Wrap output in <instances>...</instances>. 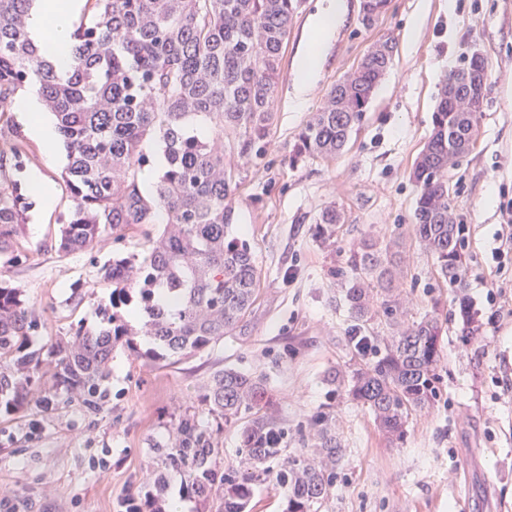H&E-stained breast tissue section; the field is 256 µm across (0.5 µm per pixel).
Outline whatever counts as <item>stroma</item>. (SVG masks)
I'll list each match as a JSON object with an SVG mask.
<instances>
[{"mask_svg":"<svg viewBox=\"0 0 512 512\" xmlns=\"http://www.w3.org/2000/svg\"><path fill=\"white\" fill-rule=\"evenodd\" d=\"M325 5L303 0L293 19L266 152L244 165L232 200L236 232L249 241L261 272L247 329L165 366L116 348L99 411L76 400L0 415V512H126L130 500L157 492L180 502L182 512H206V504L181 501L177 473L159 471L149 448L165 443L170 422L196 405L210 374L224 367L266 377L288 426L289 451L311 440L313 416L333 406L344 451L320 512H512V253H493L495 233L512 217V0H391L370 29L361 24L360 0H344L345 19L300 101V53ZM388 33L397 39L393 65L344 152L291 164L297 133L331 86ZM475 51L489 69L484 108L473 149L448 172L464 226L466 298L480 328L466 336L454 290L415 239L410 172L432 133L444 79ZM28 149L11 166V180L22 187L28 171H42L56 203L41 215L26 196L19 257H0V280L20 288L41 313L46 334L34 337L37 349L72 327H102L112 287L99 268L112 250L58 252L73 206L63 180L67 156L48 161L33 141ZM332 203L345 223L327 248L316 242L314 225ZM365 238L381 247L401 241L405 320L435 310L446 329L439 394L410 417L395 444L365 408L324 380L352 357L353 321L333 271Z\"/></svg>","mask_w":512,"mask_h":512,"instance_id":"stroma-1","label":"stroma"}]
</instances>
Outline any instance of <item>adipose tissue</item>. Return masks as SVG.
Here are the masks:
<instances>
[{
    "mask_svg": "<svg viewBox=\"0 0 512 512\" xmlns=\"http://www.w3.org/2000/svg\"><path fill=\"white\" fill-rule=\"evenodd\" d=\"M81 8L82 0H35L30 11L31 36L40 46L43 55L57 68H67L71 63L69 33ZM343 13V0H328L327 7L316 21L299 59V96H306L312 89L327 37L335 30ZM15 106L30 137L42 146L49 159H56L59 152V134L38 96L27 93L16 101Z\"/></svg>",
    "mask_w": 512,
    "mask_h": 512,
    "instance_id": "ef3b65f1",
    "label": "adipose tissue"
}]
</instances>
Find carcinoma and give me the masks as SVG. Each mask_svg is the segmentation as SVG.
Instances as JSON below:
<instances>
[{"label":"carcinoma","instance_id":"carcinoma-1","mask_svg":"<svg viewBox=\"0 0 512 512\" xmlns=\"http://www.w3.org/2000/svg\"><path fill=\"white\" fill-rule=\"evenodd\" d=\"M32 0H0V110L32 80L57 119L68 165L73 207L58 251H99L106 238L133 250L112 253L100 267L112 284L109 327H78L47 344L55 357L51 389L40 361L28 351L43 328L21 290L0 282V412L31 403L49 408L83 397L95 408L112 351L165 361L200 352L247 327L259 290L250 243L233 234L228 201L238 188V163L263 156L274 120L273 101L281 51L302 0H86L88 15L71 32L73 63L59 70L32 40L27 19ZM379 44L373 54L330 90L325 105L303 125L291 161L328 160L347 145L365 117L373 92L392 65ZM458 69L444 83L433 112L432 135L418 155L413 230L434 256L440 278L465 288L463 225L455 222L448 170L471 150L477 113L448 107ZM163 156L152 189L141 173ZM23 195L0 181V255L15 252L24 226ZM342 214L324 209L315 236L336 243ZM399 242L385 249L364 241L338 270L344 302L357 328L384 320L391 336H364L353 345L360 360L332 368L328 381L347 386L390 443L403 439L412 414L439 393L443 322L427 313L411 326L394 293ZM138 314L131 325L120 309ZM151 336L163 352H140L137 337ZM206 419L186 412L172 424L169 441L153 445L159 468L179 473L185 500L218 502L216 512H246L255 486L283 491L286 512H317L336 478L343 448L332 410L313 423L310 448L288 452V426L273 409L266 379L233 368L212 373L201 397ZM239 435L237 465L223 468L224 430ZM129 512H166L159 494Z\"/></svg>","mask_w":512,"mask_h":512}]
</instances>
